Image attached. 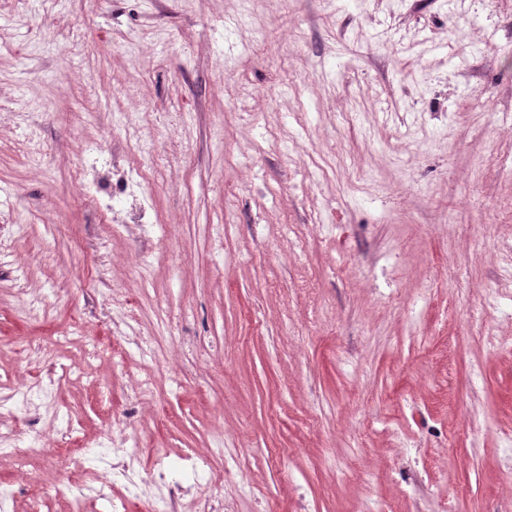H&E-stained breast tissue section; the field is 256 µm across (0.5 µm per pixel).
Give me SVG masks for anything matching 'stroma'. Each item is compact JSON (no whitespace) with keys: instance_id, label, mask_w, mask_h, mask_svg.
<instances>
[{"instance_id":"stroma-1","label":"stroma","mask_w":512,"mask_h":512,"mask_svg":"<svg viewBox=\"0 0 512 512\" xmlns=\"http://www.w3.org/2000/svg\"><path fill=\"white\" fill-rule=\"evenodd\" d=\"M241 9L0 0V512H512V0ZM56 478L58 485L61 486V488H58L59 493L62 495L68 494L72 497L73 512L91 511V509L87 508V503L90 499L96 502H107L111 512L127 511V501L122 497L112 495V486L107 483L95 485L91 490L92 496L84 493L81 488V483L84 482V479L81 476L75 475L71 470L63 469L62 458Z\"/></svg>"}]
</instances>
